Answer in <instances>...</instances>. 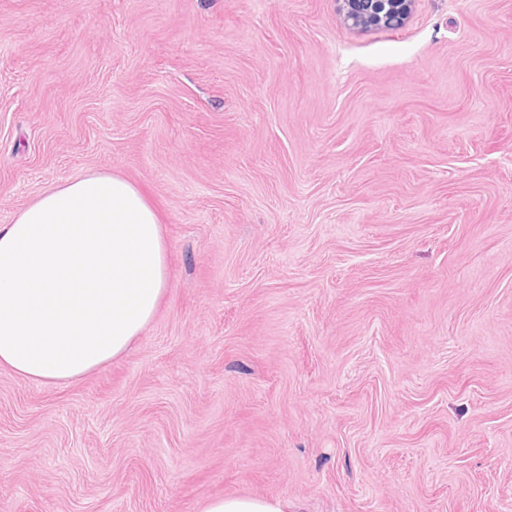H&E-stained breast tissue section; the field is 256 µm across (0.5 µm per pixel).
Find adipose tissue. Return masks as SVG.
Listing matches in <instances>:
<instances>
[{
    "label": "adipose tissue",
    "instance_id": "ef3b65f1",
    "mask_svg": "<svg viewBox=\"0 0 512 512\" xmlns=\"http://www.w3.org/2000/svg\"><path fill=\"white\" fill-rule=\"evenodd\" d=\"M168 243L128 179L90 170L0 225V368L61 386L125 354L168 286ZM202 512H295L285 498L223 496Z\"/></svg>",
    "mask_w": 512,
    "mask_h": 512
}]
</instances>
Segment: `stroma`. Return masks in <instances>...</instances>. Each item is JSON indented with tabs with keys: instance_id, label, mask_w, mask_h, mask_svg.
I'll list each match as a JSON object with an SVG mask.
<instances>
[{
	"instance_id": "1",
	"label": "stroma",
	"mask_w": 512,
	"mask_h": 512,
	"mask_svg": "<svg viewBox=\"0 0 512 512\" xmlns=\"http://www.w3.org/2000/svg\"><path fill=\"white\" fill-rule=\"evenodd\" d=\"M90 169L165 300L67 385L0 368V512H512V0H0V225ZM343 22L350 28L397 29L409 17L415 0H336ZM201 512H295V504L285 498L223 496L207 501Z\"/></svg>"
}]
</instances>
